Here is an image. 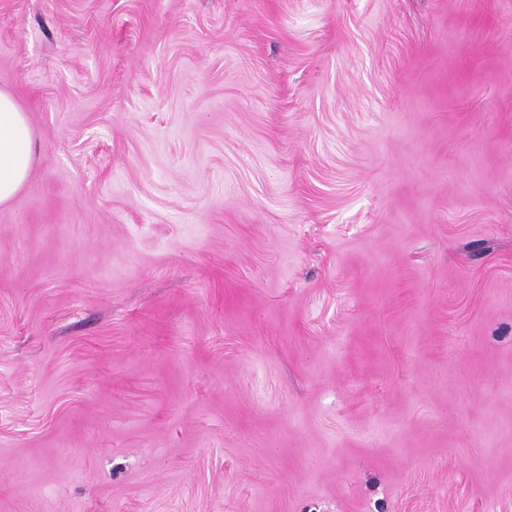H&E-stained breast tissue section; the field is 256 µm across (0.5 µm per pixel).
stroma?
Masks as SVG:
<instances>
[{
    "mask_svg": "<svg viewBox=\"0 0 512 512\" xmlns=\"http://www.w3.org/2000/svg\"><path fill=\"white\" fill-rule=\"evenodd\" d=\"M0 512H512V0H0ZM33 162V136L26 112L0 90V203L27 182Z\"/></svg>",
    "mask_w": 512,
    "mask_h": 512,
    "instance_id": "1",
    "label": "stroma"
}]
</instances>
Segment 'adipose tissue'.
<instances>
[{
    "label": "adipose tissue",
    "instance_id": "adipose-tissue-1",
    "mask_svg": "<svg viewBox=\"0 0 512 512\" xmlns=\"http://www.w3.org/2000/svg\"><path fill=\"white\" fill-rule=\"evenodd\" d=\"M33 162V136L26 112L0 90V203L27 182Z\"/></svg>",
    "mask_w": 512,
    "mask_h": 512
}]
</instances>
